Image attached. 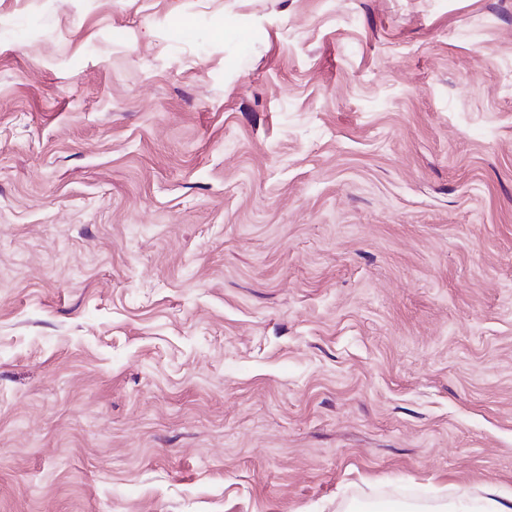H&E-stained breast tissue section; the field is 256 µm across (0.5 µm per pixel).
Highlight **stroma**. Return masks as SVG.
<instances>
[{
    "instance_id": "obj_1",
    "label": "stroma",
    "mask_w": 512,
    "mask_h": 512,
    "mask_svg": "<svg viewBox=\"0 0 512 512\" xmlns=\"http://www.w3.org/2000/svg\"><path fill=\"white\" fill-rule=\"evenodd\" d=\"M512 489V0H0V512Z\"/></svg>"
}]
</instances>
